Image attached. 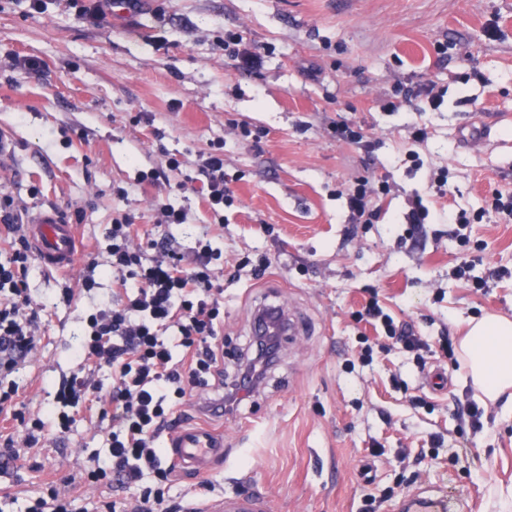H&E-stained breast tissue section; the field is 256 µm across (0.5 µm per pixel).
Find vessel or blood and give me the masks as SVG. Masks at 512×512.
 <instances>
[{
	"instance_id": "b4317fda",
	"label": "vessel or blood",
	"mask_w": 512,
	"mask_h": 512,
	"mask_svg": "<svg viewBox=\"0 0 512 512\" xmlns=\"http://www.w3.org/2000/svg\"><path fill=\"white\" fill-rule=\"evenodd\" d=\"M25 235L40 263L49 270H71L77 256V231L51 207L36 210L24 226ZM168 455L179 470L205 473L214 462L224 458V439L203 426H185L167 442ZM451 505L444 499L417 495L405 497L399 512H449ZM187 512H268L262 495L239 498L218 496L202 505L189 506Z\"/></svg>"
}]
</instances>
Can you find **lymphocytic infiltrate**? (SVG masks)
Listing matches in <instances>:
<instances>
[{"label":"lymphocytic infiltrate","instance_id":"f902f5d3","mask_svg":"<svg viewBox=\"0 0 512 512\" xmlns=\"http://www.w3.org/2000/svg\"><path fill=\"white\" fill-rule=\"evenodd\" d=\"M213 214L232 198L224 180V156L208 153L197 168ZM0 227L8 249L0 260V415L17 420L23 440L0 438V463L15 458L17 445L35 447L44 428L41 418L28 419L12 408L20 367L41 344L39 310L25 288L34 255L16 222L14 199L0 194ZM110 273L118 290L88 314L87 334L78 357L91 369L109 368L112 390L107 397H88L83 376L63 381L57 401L59 428L68 431L71 415L86 402L101 405L109 418L105 455L95 457L86 479L96 485L136 486L140 494L131 512H180L162 489L173 467L161 444L177 421L176 409L187 396L224 377L223 293L217 279L224 271L223 253L201 241L184 259L170 240L151 243V256L135 244L128 215L113 218L109 231Z\"/></svg>","mask_w":512,"mask_h":512}]
</instances>
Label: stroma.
<instances>
[{"label": "stroma", "instance_id": "obj_1", "mask_svg": "<svg viewBox=\"0 0 512 512\" xmlns=\"http://www.w3.org/2000/svg\"><path fill=\"white\" fill-rule=\"evenodd\" d=\"M228 33L261 53L258 70H236ZM30 55L40 73L15 67ZM430 82L440 106L423 92ZM408 87L417 95L406 102ZM341 120L371 151L336 140ZM483 121L495 125L490 138L462 142V127ZM1 126L19 141L0 169L19 218L52 205L76 224L79 248L68 273L37 261L28 271L43 339L15 377L16 402L45 429L0 468V512H25L52 485L70 491L76 512L139 494L86 482L106 451L98 413L81 409L63 434L55 399L79 367L87 315L112 295L118 209L136 243L172 236L186 254L205 237L222 250L227 381L255 310L278 306L308 323L280 343L249 400L221 418L193 416L223 434L224 463L208 489L177 474L170 497L259 493L271 512H362L369 498L373 512H394L425 491L498 512L499 493L512 491V411L482 403L483 425L472 427L460 410L482 401L462 362L436 347L416 360L359 312L375 299L416 334L455 342L470 320L512 317V221L495 207L512 193V0H149L122 19L80 16L62 0L39 13L0 0ZM417 127L427 137L413 158ZM218 148L233 193L223 226L200 191L139 179L171 157L195 174ZM361 179L389 189L369 224L353 223L346 197ZM419 199L466 221L410 224ZM165 204L187 210V223L162 224ZM85 276L95 288L63 302ZM375 441L383 455L370 454Z\"/></svg>", "mask_w": 512, "mask_h": 512}]
</instances>
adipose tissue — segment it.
<instances>
[{"label": "adipose tissue", "mask_w": 512, "mask_h": 512, "mask_svg": "<svg viewBox=\"0 0 512 512\" xmlns=\"http://www.w3.org/2000/svg\"><path fill=\"white\" fill-rule=\"evenodd\" d=\"M460 357L472 386L486 401L512 408V318L491 315L470 321Z\"/></svg>", "instance_id": "adipose-tissue-1"}]
</instances>
